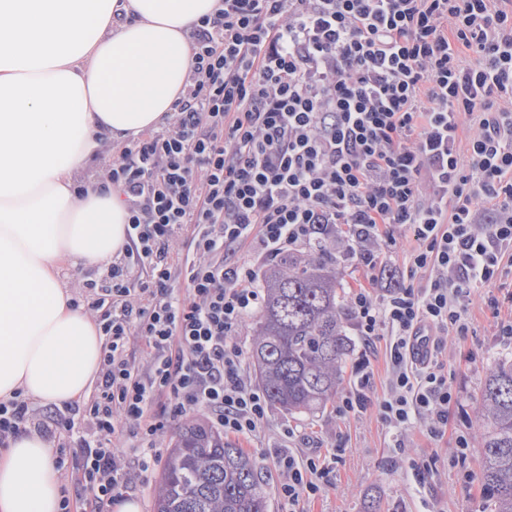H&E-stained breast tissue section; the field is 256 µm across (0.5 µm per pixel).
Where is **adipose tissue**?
<instances>
[{"mask_svg": "<svg viewBox=\"0 0 512 512\" xmlns=\"http://www.w3.org/2000/svg\"><path fill=\"white\" fill-rule=\"evenodd\" d=\"M218 0H0V402L78 400L103 339L62 266L125 245L118 191L82 175L102 141L165 125L190 74L194 23ZM62 475L31 430L0 449V512H61Z\"/></svg>", "mask_w": 512, "mask_h": 512, "instance_id": "obj_1", "label": "adipose tissue"}]
</instances>
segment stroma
<instances>
[{
	"mask_svg": "<svg viewBox=\"0 0 512 512\" xmlns=\"http://www.w3.org/2000/svg\"><path fill=\"white\" fill-rule=\"evenodd\" d=\"M409 248V243L399 242L391 260L375 269L355 258L341 259L339 277L344 291L368 285L388 269L405 272ZM509 316L512 272L504 273L496 287L476 290L469 306V332L449 338L443 360L456 400L448 408V429L442 439L434 440L423 428H413L408 435L409 458L394 454L391 439L375 413L341 418L332 405L314 416L269 409L260 435L235 440L266 477L269 512H283L276 482L269 473L274 450L292 446L287 436L291 430L305 435L323 455L339 440L346 448L331 485L306 502L307 512H486L479 459L472 454L457 458L453 450L458 436L475 443L481 439L475 415L486 372L494 361L512 359V344L495 334L498 318Z\"/></svg>",
	"mask_w": 512,
	"mask_h": 512,
	"instance_id": "stroma-1",
	"label": "stroma"
}]
</instances>
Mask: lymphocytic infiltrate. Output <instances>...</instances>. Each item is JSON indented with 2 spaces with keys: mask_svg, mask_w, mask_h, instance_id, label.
Wrapping results in <instances>:
<instances>
[{
  "mask_svg": "<svg viewBox=\"0 0 512 512\" xmlns=\"http://www.w3.org/2000/svg\"><path fill=\"white\" fill-rule=\"evenodd\" d=\"M190 39L170 119L105 169L128 222L123 260L86 285L104 340L94 396L43 417L21 396L0 404L1 448L23 431L66 441L84 427L72 440L94 512L133 481L128 437L156 448L199 408L216 432L260 433L268 401L234 341L262 305L260 264L320 234L368 266L411 241L407 271L423 284L349 298L364 353L336 408L377 404L401 448L418 425L444 436V342L467 333L475 287L501 280L512 252V0H220ZM241 246L248 259H232ZM275 457L288 512L331 481L315 452Z\"/></svg>",
  "mask_w": 512,
  "mask_h": 512,
  "instance_id": "lymphocytic-infiltrate-1",
  "label": "lymphocytic infiltrate"
}]
</instances>
